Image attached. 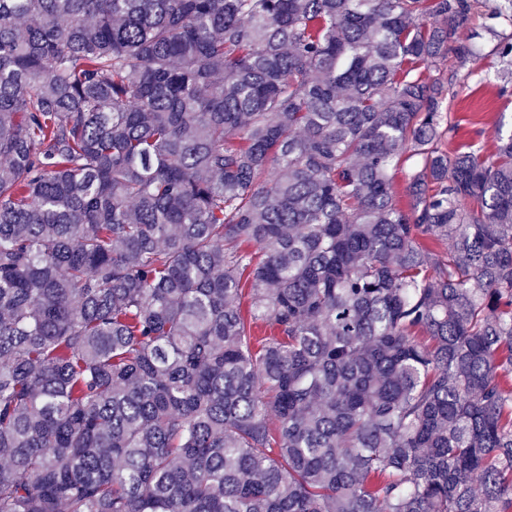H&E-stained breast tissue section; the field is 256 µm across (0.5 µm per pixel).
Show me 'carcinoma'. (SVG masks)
<instances>
[{
	"label": "carcinoma",
	"instance_id": "carcinoma-1",
	"mask_svg": "<svg viewBox=\"0 0 512 512\" xmlns=\"http://www.w3.org/2000/svg\"><path fill=\"white\" fill-rule=\"evenodd\" d=\"M480 16L505 89L512 0H0V512H512ZM485 19L477 18L473 27V42L482 50L484 56L480 62V68L484 72L493 73L498 67L499 58L493 50L494 43L487 41L484 34ZM480 34V36L478 35ZM481 77L475 74L455 87L452 115L459 126L456 134L443 142L448 153L472 145L488 155L495 151L499 137L512 132V87L500 93L496 86L480 83ZM417 167V159L412 158L410 160H404L400 167L391 172V179L393 186L397 192V200L402 207L406 206L407 196L405 193V187L409 174Z\"/></svg>",
	"mask_w": 512,
	"mask_h": 512
}]
</instances>
